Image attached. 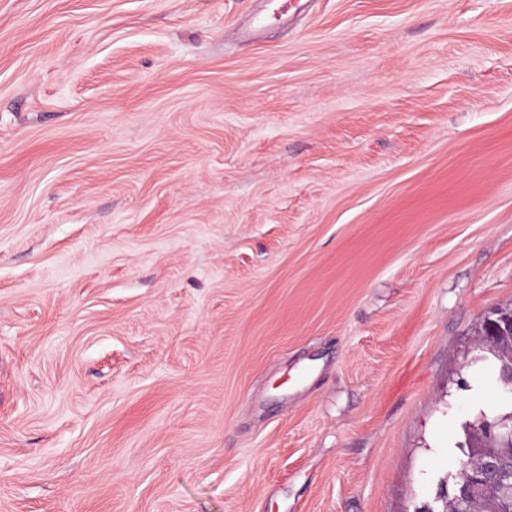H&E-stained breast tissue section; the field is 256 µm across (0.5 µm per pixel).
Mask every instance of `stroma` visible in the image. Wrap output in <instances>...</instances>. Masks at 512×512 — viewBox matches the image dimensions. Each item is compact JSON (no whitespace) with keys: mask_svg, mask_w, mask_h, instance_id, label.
Segmentation results:
<instances>
[{"mask_svg":"<svg viewBox=\"0 0 512 512\" xmlns=\"http://www.w3.org/2000/svg\"><path fill=\"white\" fill-rule=\"evenodd\" d=\"M0 0V512H423L499 410L512 0ZM484 336L479 349L483 359L496 357L494 345L500 336L512 334V307L492 311L484 317Z\"/></svg>","mask_w":512,"mask_h":512,"instance_id":"stroma-1","label":"stroma"}]
</instances>
